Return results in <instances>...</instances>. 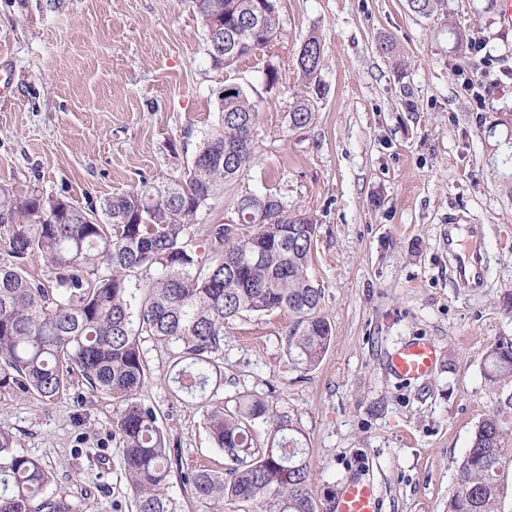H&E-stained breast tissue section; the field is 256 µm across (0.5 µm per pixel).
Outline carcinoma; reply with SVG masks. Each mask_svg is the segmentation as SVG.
I'll return each mask as SVG.
<instances>
[{"mask_svg":"<svg viewBox=\"0 0 512 512\" xmlns=\"http://www.w3.org/2000/svg\"><path fill=\"white\" fill-rule=\"evenodd\" d=\"M204 29L220 23L238 49L216 55L225 69L268 47L280 26L276 0H194ZM318 37L299 52L302 79L315 80ZM312 100L296 99L294 129L314 119ZM257 104L243 91L219 97L218 126L198 145L188 175L105 197L86 211L65 200L46 202L34 190L18 195L0 186V366L15 373L19 390L52 404L82 378L89 391L112 399L124 472L137 512H174L166 494L170 440L154 406L140 393L147 369L140 349L146 334L164 344L176 368L177 391L200 400L204 424L231 467L202 468L185 476L199 499L220 504L251 502L259 512H318L308 449L301 431L273 411L267 398L243 395L234 409L212 402L222 382L215 353L224 324L242 316L288 312V357L314 369L331 341L321 314V289L307 275L317 225L288 215L271 195H244L237 224L207 228L210 256L189 243L188 230L214 191L239 178L253 159ZM61 211L50 219L52 207ZM50 270L38 279L30 260ZM484 376L494 407L476 425L461 460L448 512H501L505 479L512 471V340H497L486 353ZM269 426L267 447L252 450V422ZM51 474L36 458L14 449L0 429V512H76L46 496Z\"/></svg>","mask_w":512,"mask_h":512,"instance_id":"obj_1","label":"carcinoma"}]
</instances>
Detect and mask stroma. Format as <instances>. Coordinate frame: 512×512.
Masks as SVG:
<instances>
[{
  "mask_svg": "<svg viewBox=\"0 0 512 512\" xmlns=\"http://www.w3.org/2000/svg\"><path fill=\"white\" fill-rule=\"evenodd\" d=\"M498 2L445 0L422 17L407 0H278L271 46L217 70L193 0H0V185L18 194L34 188L87 209L142 180L181 176L217 123L225 85L256 102L254 161L215 191L189 238L201 245L208 225L233 223L247 194L312 216L308 275L332 338L304 372L285 352L288 314L230 321L214 399L265 396L302 431L322 512L354 479L374 484L378 512H448L473 429L493 407L485 352L512 339V30ZM313 34L316 89L297 65ZM382 38L393 55L377 52ZM459 38L480 40L482 52L459 53ZM466 80L484 110L473 111ZM304 94L315 118L295 129L288 114ZM452 227L486 259L466 285L452 278ZM417 338L435 345L436 368L398 380L387 361ZM140 346L142 397L178 443L167 494L176 512H215L185 477L229 461L197 402L175 395L166 348L147 336ZM112 420L111 399L79 382L49 405L0 385V428L52 472L49 496L136 512Z\"/></svg>",
  "mask_w": 512,
  "mask_h": 512,
  "instance_id": "1",
  "label": "stroma"
}]
</instances>
